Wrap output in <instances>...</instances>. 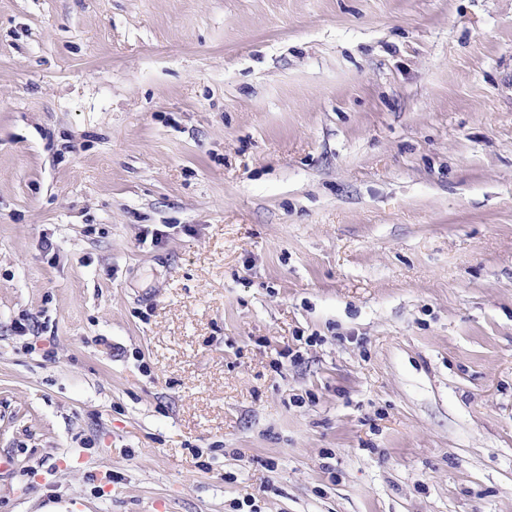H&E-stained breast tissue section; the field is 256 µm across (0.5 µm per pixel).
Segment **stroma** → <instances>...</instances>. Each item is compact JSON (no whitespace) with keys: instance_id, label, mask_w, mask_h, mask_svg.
<instances>
[{"instance_id":"1","label":"stroma","mask_w":512,"mask_h":512,"mask_svg":"<svg viewBox=\"0 0 512 512\" xmlns=\"http://www.w3.org/2000/svg\"><path fill=\"white\" fill-rule=\"evenodd\" d=\"M1 458L0 512H512V0H0Z\"/></svg>"}]
</instances>
